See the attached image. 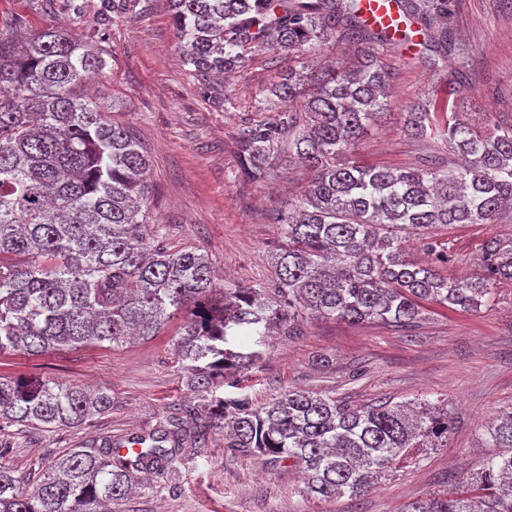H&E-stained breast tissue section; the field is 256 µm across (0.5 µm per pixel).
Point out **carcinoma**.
<instances>
[{
	"label": "carcinoma",
	"mask_w": 512,
	"mask_h": 512,
	"mask_svg": "<svg viewBox=\"0 0 512 512\" xmlns=\"http://www.w3.org/2000/svg\"><path fill=\"white\" fill-rule=\"evenodd\" d=\"M174 34L204 94L234 107L224 81L248 52L268 46L282 64L264 90L274 118L243 131L239 173L264 179L282 145L311 177L300 198L276 215L282 237L270 294L215 282L208 255L160 244L161 224L140 203L150 194V157L112 123L108 105L87 99L83 84L103 73L104 28L81 37L52 25L0 17V355L38 356L155 336L182 319L176 340L187 385L205 420L190 430L167 425L118 447L71 448L50 461L35 485L0 467V512H112L138 484L136 473L166 476L177 447L227 430L226 447L269 464L303 469V493L359 496L418 448H446L453 418L441 403H381L355 408L334 396L290 389L261 404L217 391L247 373L258 354L235 351L239 336L291 335L307 310L347 323L410 325L426 301L476 311L494 301L491 285L512 279V244L490 239L481 273L448 278L408 259L403 235L437 226L490 224L512 207V126L491 129L411 105L405 130L437 132L466 158L456 172L366 165L350 157L387 103L389 74L375 45L390 40L368 27L358 0H167ZM412 23L448 14L449 0H396ZM354 46L350 65L306 76L294 66L301 48L328 32ZM428 51L445 54L448 31L419 29ZM112 408L89 393L40 377H0V425L79 426ZM496 449L467 489L414 501L403 512H512V411L485 429Z\"/></svg>",
	"instance_id": "obj_1"
}]
</instances>
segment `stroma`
I'll return each instance as SVG.
<instances>
[{
	"mask_svg": "<svg viewBox=\"0 0 512 512\" xmlns=\"http://www.w3.org/2000/svg\"><path fill=\"white\" fill-rule=\"evenodd\" d=\"M29 22L62 23L82 35L105 21L108 66L90 86L109 103L152 160L151 193L142 209L164 225V244L208 254L228 283L264 287L273 277L272 256L281 244L276 214L302 194L309 179L295 163L275 164L266 178H236L237 142L243 130L265 120L256 109L276 80L272 51L256 48L231 79L236 106L222 110L205 99L183 62L170 25L167 0H136L124 12L91 0L83 15L0 0ZM452 47L428 65L421 47L386 44L380 58L392 76V98L355 144L361 162L390 168L451 169L460 162L444 137L417 140L404 129L413 103H443L451 86L462 91L459 109L472 123L512 124V0H451L447 18ZM512 240V209L489 224H454L435 231L437 250L449 256L439 273L479 272L489 239ZM490 307L461 312L427 302L411 332L384 323L349 324L304 314L299 335L275 336L258 346L262 357L224 397L264 403L288 388L329 394L353 406L379 402L447 401L455 426L444 448H422L404 460L376 490L361 496L317 499L304 495L298 469L271 467L224 446L223 433L205 447L184 444L177 473L149 475V490L115 504L113 512H400L405 504L436 496L478 472L490 456L485 426L512 408V280L494 283ZM179 321L159 335L123 347L87 346L41 356H0V377L40 375L108 392L112 409L74 428L0 429V466L15 476H39L54 455L99 447L105 440L145 435L190 403L174 355Z\"/></svg>",
	"mask_w": 512,
	"mask_h": 512,
	"instance_id": "1",
	"label": "stroma"
}]
</instances>
